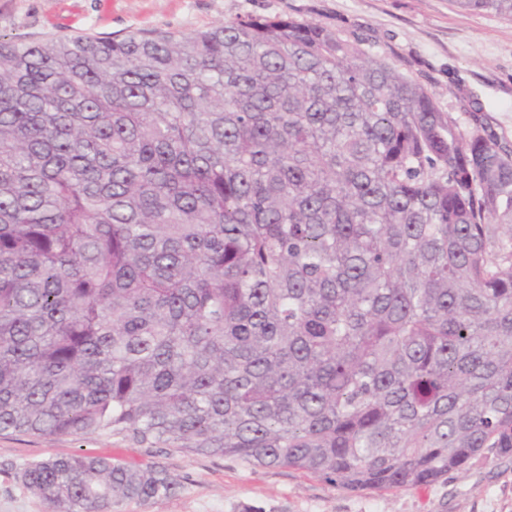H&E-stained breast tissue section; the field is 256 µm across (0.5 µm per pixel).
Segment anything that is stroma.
Here are the masks:
<instances>
[{
    "label": "stroma",
    "instance_id": "obj_1",
    "mask_svg": "<svg viewBox=\"0 0 512 512\" xmlns=\"http://www.w3.org/2000/svg\"><path fill=\"white\" fill-rule=\"evenodd\" d=\"M248 14L297 17L360 42L432 91L461 125L476 113L512 142V20L463 10L455 0H0V37L186 34ZM75 452L157 466L180 485L172 497L128 501L119 512H512V459L478 463L428 486L352 492L292 468L147 448L109 433L0 435V512H46L18 473Z\"/></svg>",
    "mask_w": 512,
    "mask_h": 512
}]
</instances>
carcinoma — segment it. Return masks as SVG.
Instances as JSON below:
<instances>
[{"label":"carcinoma","mask_w":512,"mask_h":512,"mask_svg":"<svg viewBox=\"0 0 512 512\" xmlns=\"http://www.w3.org/2000/svg\"><path fill=\"white\" fill-rule=\"evenodd\" d=\"M512 18V0H455ZM307 20L0 38V433L351 491L512 458V145ZM47 512L174 496L32 462Z\"/></svg>","instance_id":"obj_1"}]
</instances>
